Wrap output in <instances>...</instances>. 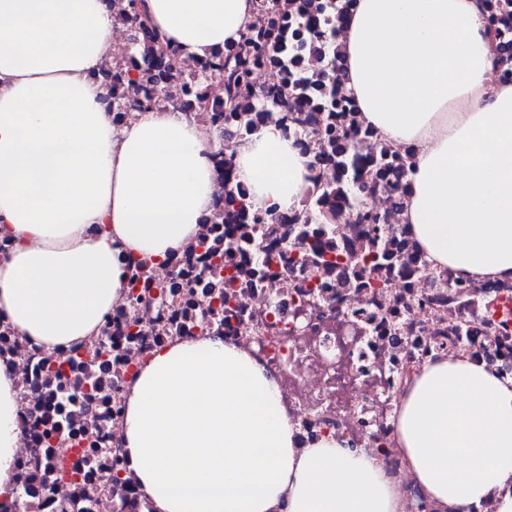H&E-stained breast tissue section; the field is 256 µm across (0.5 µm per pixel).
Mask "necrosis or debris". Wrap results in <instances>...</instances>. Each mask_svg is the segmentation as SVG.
<instances>
[{"label": "necrosis or debris", "instance_id": "obj_1", "mask_svg": "<svg viewBox=\"0 0 512 512\" xmlns=\"http://www.w3.org/2000/svg\"><path fill=\"white\" fill-rule=\"evenodd\" d=\"M300 0L277 20L288 36L287 60L257 56L249 64L258 93L297 72L318 73L324 52L304 46ZM355 133L353 157L366 179L385 180L366 196L382 217L380 233L405 246L412 274L375 275V287L340 276L314 254L290 261L298 225L266 235L272 219L246 207L226 222L206 216L198 236L166 261L128 268V287L98 331L80 344L45 349L0 314V365L17 392L19 493L13 512H153L123 448L126 389L152 352L176 340L219 336L246 349L275 380L301 442L335 436L375 457L394 478L403 512H442L405 472L392 418L413 370L428 359L467 355L512 376V281L474 282L430 267L394 198L405 184L379 175L370 159L378 134L342 99ZM252 225L256 241L237 243ZM322 247L358 253L365 224H316Z\"/></svg>", "mask_w": 512, "mask_h": 512}]
</instances>
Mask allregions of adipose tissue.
Returning <instances> with one entry per match:
<instances>
[{"instance_id": "adipose-tissue-1", "label": "adipose tissue", "mask_w": 512, "mask_h": 512, "mask_svg": "<svg viewBox=\"0 0 512 512\" xmlns=\"http://www.w3.org/2000/svg\"><path fill=\"white\" fill-rule=\"evenodd\" d=\"M179 59L237 44L254 0H141ZM105 0H0V313L46 348L94 335L124 294L121 256L164 261L197 233L233 158L249 201L299 207L309 159L277 123L223 142L176 111L115 127L90 75L112 62ZM333 42L361 121L409 149L402 221L432 268L512 279V84L494 81L480 0H357ZM13 377L0 366V504L16 495ZM412 475L446 507L512 512V378L464 356L423 364L394 415ZM124 446L154 512H399L375 458L338 438L300 448L247 350L177 341L139 369Z\"/></svg>"}]
</instances>
